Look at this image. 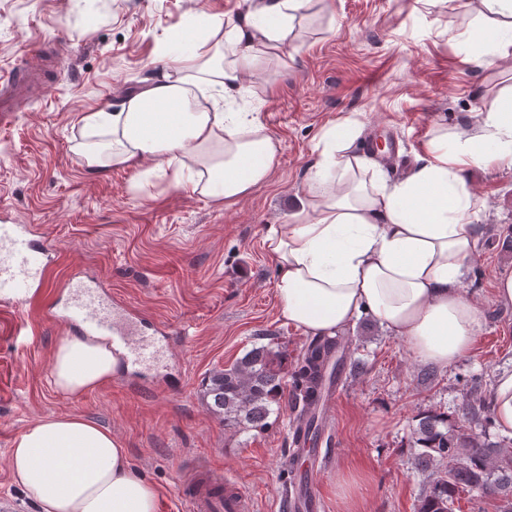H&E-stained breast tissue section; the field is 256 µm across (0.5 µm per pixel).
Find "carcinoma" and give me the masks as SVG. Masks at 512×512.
I'll return each mask as SVG.
<instances>
[{"label": "carcinoma", "mask_w": 512, "mask_h": 512, "mask_svg": "<svg viewBox=\"0 0 512 512\" xmlns=\"http://www.w3.org/2000/svg\"><path fill=\"white\" fill-rule=\"evenodd\" d=\"M340 345L341 340L327 337L309 344L295 374L299 395L308 401L320 399L322 354L331 356ZM286 361L284 352L260 345L230 367L212 372L204 391L209 409L230 426L262 424L280 395ZM481 407L482 400L469 394L457 417L436 412L417 416L412 430L415 457L432 477L418 512H453L462 492L476 493L477 512H483L486 498L495 501V512H512V447L486 442L468 427Z\"/></svg>", "instance_id": "cac0c4a2"}]
</instances>
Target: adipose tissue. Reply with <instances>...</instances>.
Returning a JSON list of instances; mask_svg holds the SVG:
<instances>
[{
    "mask_svg": "<svg viewBox=\"0 0 512 512\" xmlns=\"http://www.w3.org/2000/svg\"><path fill=\"white\" fill-rule=\"evenodd\" d=\"M475 9L500 39L482 60L512 56V0H422ZM309 0H249L245 14L214 18L210 37L172 54L116 111L81 119L76 148L90 171L125 169L139 179L171 175L175 188L232 203L268 182L280 153L253 112L230 106L249 96L247 75L269 61L289 66L295 30ZM361 123L353 116L325 129L299 210L265 239L277 265L283 315L312 334H334L371 312L404 338L422 363L448 367L466 357L479 321L459 288L477 252V201L466 171L512 165V96L488 99L480 119L458 131L434 129L418 164L389 181L355 153ZM119 368L111 345L78 335L54 347V388L78 396ZM15 483L42 512H157V495L129 470L127 450L111 432L77 416H55L14 440Z\"/></svg>",
    "mask_w": 512,
    "mask_h": 512,
    "instance_id": "ef3b65f1",
    "label": "adipose tissue"
}]
</instances>
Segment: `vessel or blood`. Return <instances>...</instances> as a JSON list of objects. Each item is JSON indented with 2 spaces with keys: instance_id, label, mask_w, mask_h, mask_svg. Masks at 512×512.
<instances>
[{
  "instance_id": "b4317fda",
  "label": "vessel or blood",
  "mask_w": 512,
  "mask_h": 512,
  "mask_svg": "<svg viewBox=\"0 0 512 512\" xmlns=\"http://www.w3.org/2000/svg\"><path fill=\"white\" fill-rule=\"evenodd\" d=\"M55 258L54 250L36 243L27 229L1 226L0 301L16 307L25 304L30 290L41 284ZM66 288L69 301L64 309H51L53 320L121 344L128 366L150 369L160 362L166 327L147 325L137 311L83 276L71 277ZM291 444V467L299 478L290 482L281 496L283 512H321L317 481L326 454L323 449L308 447L306 431L299 425L291 432ZM178 497L185 512H254L253 498L238 478H218L199 460L184 471Z\"/></svg>"
}]
</instances>
